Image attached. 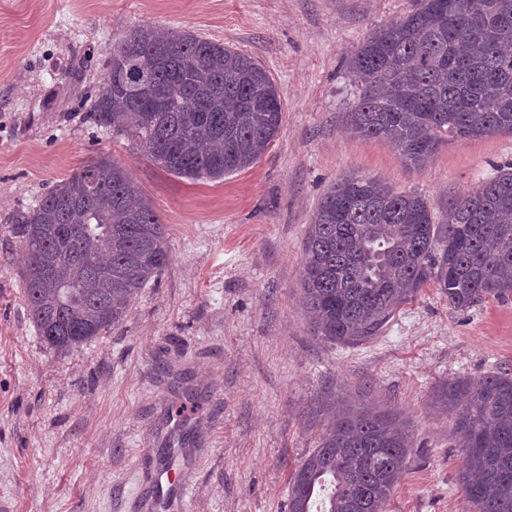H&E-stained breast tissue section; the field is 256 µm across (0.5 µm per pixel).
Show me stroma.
Masks as SVG:
<instances>
[{
  "label": "stroma",
  "instance_id": "stroma-1",
  "mask_svg": "<svg viewBox=\"0 0 512 512\" xmlns=\"http://www.w3.org/2000/svg\"><path fill=\"white\" fill-rule=\"evenodd\" d=\"M418 4L0 0V512H288L292 470L350 403L410 423L387 512H474L454 418L435 394L457 377L512 372V298L460 312L429 284L356 345L314 337L301 300L306 229L340 178L378 177L440 216L512 163V133L449 139L419 170L350 132L351 53ZM142 23L223 42L269 71L283 126L253 167L194 181L89 121L113 35ZM102 153L151 201L171 259L122 322L58 350L30 319L9 220ZM189 402L197 411L177 417ZM153 469L175 471L179 486H157Z\"/></svg>",
  "mask_w": 512,
  "mask_h": 512
}]
</instances>
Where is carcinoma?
Masks as SVG:
<instances>
[{
  "instance_id": "1",
  "label": "carcinoma",
  "mask_w": 512,
  "mask_h": 512,
  "mask_svg": "<svg viewBox=\"0 0 512 512\" xmlns=\"http://www.w3.org/2000/svg\"><path fill=\"white\" fill-rule=\"evenodd\" d=\"M349 70L359 89L351 130L390 142L417 168L450 138L512 133V0H420L377 26ZM283 110L248 53L139 24L113 36L89 120L116 138L134 135L168 172L221 180L262 158ZM10 223L27 255L30 316L59 350L122 321L171 257L161 217L110 155L79 166ZM431 283L461 311L512 295V164L452 198L440 224L424 197L377 178L349 176L325 194L301 277L314 336L372 340ZM438 399L455 415L458 480L475 512H512V374L456 378ZM411 447L396 415L342 410L292 473L288 512H386Z\"/></svg>"
}]
</instances>
